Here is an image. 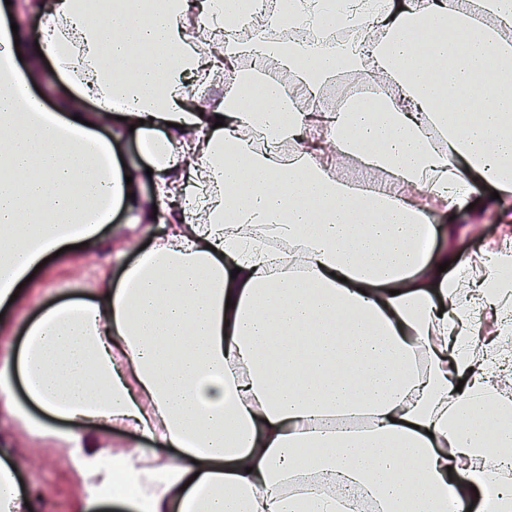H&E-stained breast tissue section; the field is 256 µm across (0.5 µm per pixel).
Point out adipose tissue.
<instances>
[{
	"label": "adipose tissue",
	"mask_w": 512,
	"mask_h": 512,
	"mask_svg": "<svg viewBox=\"0 0 512 512\" xmlns=\"http://www.w3.org/2000/svg\"><path fill=\"white\" fill-rule=\"evenodd\" d=\"M24 6L45 31L0 27V306L115 213L165 223L151 246L117 250L118 279L58 287L0 361V407L69 449L92 504L447 512L491 492L512 512V400L496 384L512 240L469 254L428 222L475 183L512 192V0H292L270 14L258 0H112L95 26L80 0ZM244 17L369 27L359 42L248 43L253 86L237 54L188 35ZM272 65L288 88L264 81ZM49 71L54 108H27ZM220 74L233 93L200 109ZM346 74L373 85L374 108L316 111ZM116 124L139 128L151 200ZM349 156L387 190L339 176ZM436 233L443 245L422 251ZM358 417L366 430L324 424ZM94 424L136 441L103 461Z\"/></svg>",
	"instance_id": "ef3b65f1"
}]
</instances>
